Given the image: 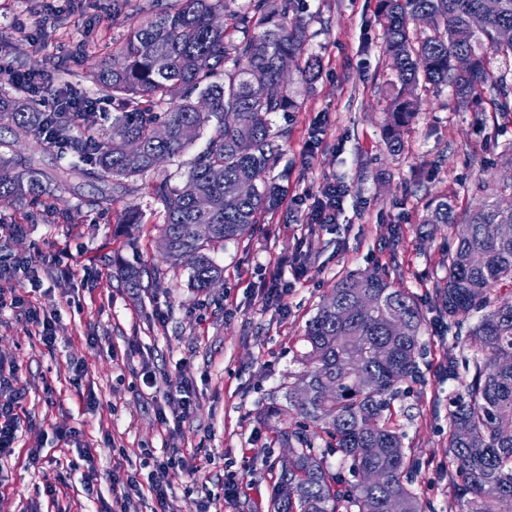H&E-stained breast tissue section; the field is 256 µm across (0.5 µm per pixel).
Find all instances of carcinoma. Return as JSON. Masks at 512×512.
Returning <instances> with one entry per match:
<instances>
[{
  "mask_svg": "<svg viewBox=\"0 0 512 512\" xmlns=\"http://www.w3.org/2000/svg\"><path fill=\"white\" fill-rule=\"evenodd\" d=\"M234 2L175 0L159 16L129 25L112 46V64L94 75L99 90L118 102L108 137L89 125V112H38L20 90H0V126L36 135L43 153L73 156L59 169L57 184L88 177L112 183V193L121 196L130 180L155 168V159L179 156L215 125L183 185L148 184L163 208L161 250L174 265L194 253L189 281L202 291L223 274L211 247L251 234L257 213L276 201L275 188L265 183L278 153L271 116L292 109L281 62L301 56L306 45L305 24L289 22L293 0H247L236 10ZM483 2L382 0L385 50L399 83L388 112L390 152L404 149L400 131L417 111L421 85L451 87L463 110L487 95L495 111L512 112V43L498 38L500 28H512V0H495L485 26L474 31L469 19ZM420 17L429 26L418 36L409 25ZM490 50L502 60L498 76L490 71ZM461 54L472 60L466 72L456 67ZM200 98L208 101L205 111L197 107ZM80 124L84 134L71 137ZM160 126L168 131L164 140L156 138ZM504 156L509 172L480 184L476 202L459 211L448 198L435 199L423 219L456 228L457 245L443 257L448 276L436 288L440 311L450 322L481 313L469 330L478 345L473 374L448 414L460 512H512V300L491 298L492 287L512 284V237L500 234V225L512 224V212L497 205L512 194L511 145ZM16 167L15 156L0 153V197L46 190L37 169L9 174ZM195 224L208 225V233L195 236ZM119 272L132 289L142 287L146 274L160 278L159 270L138 262H123ZM362 291L375 300L365 315L357 310ZM392 320L402 322L403 334L390 331ZM426 327L418 298L393 287L387 275L360 272L336 282L306 325L303 368L288 382L286 404L267 408L271 416H294L278 438L296 449L294 469L280 473L273 487L270 512H385L392 495L403 512H422L391 407L399 386L420 378L419 337ZM320 433L323 448L315 447ZM331 453L341 456L334 470L326 464ZM347 470L354 477L376 470L381 480L354 483Z\"/></svg>",
  "mask_w": 512,
  "mask_h": 512,
  "instance_id": "cac0c4a2",
  "label": "carcinoma"
}]
</instances>
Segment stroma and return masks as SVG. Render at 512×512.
Listing matches in <instances>:
<instances>
[{
    "label": "stroma",
    "mask_w": 512,
    "mask_h": 512,
    "mask_svg": "<svg viewBox=\"0 0 512 512\" xmlns=\"http://www.w3.org/2000/svg\"><path fill=\"white\" fill-rule=\"evenodd\" d=\"M174 0H0V88L8 70L48 81L58 93L97 99L93 121L109 132L118 107L99 93L93 73L111 63L112 45L130 22L154 16ZM308 26L301 60L288 66L293 110L272 118L279 151L266 179L279 189L275 208L260 214L254 232L216 245L221 281L205 292L189 284V266H172L158 241L161 204L144 183L181 184L186 164L202 150V134L178 158L162 162L112 199L111 187L88 179L52 189L41 202L0 198V289H15L20 305L0 308V365L15 368L27 392L20 413L18 448L0 460V512H112L109 474L147 483V456L196 452L195 478L175 476L166 512H267L286 457L276 432L288 416L270 417L284 403L289 376L302 369L305 326L339 278L384 272L394 287L421 302L428 327L421 338V380L402 384L395 423L415 464L414 489L424 512H460L448 460V409L468 380L467 370L448 381L447 357L471 360L466 342L478 313L449 324L438 312L437 282L443 252L455 231L433 228L427 204L445 197L458 207L473 203L477 184L498 178L500 156L512 145V113L489 103L460 111L450 87L429 88L403 133L405 149L392 154L385 140V111L396 82L385 52L381 0H299ZM313 75H305L306 60ZM0 140L31 159L50 181L64 159L33 152L31 135L12 127ZM317 150H309V142ZM348 195L335 223L310 229L305 206L332 183ZM143 214L131 251L118 222L126 206ZM139 256L161 269L158 283L132 294L115 274L118 261ZM69 268L62 276L61 268ZM277 274L292 285L286 307L265 302L260 276ZM55 320L57 341L46 347L28 318L29 302ZM84 364L76 374L75 364ZM152 375L157 393L143 383ZM191 383L193 412L178 426L165 424L167 394ZM97 403L90 406L86 395ZM69 433L59 439V430ZM58 457L32 466L30 449ZM92 449L96 497L75 489ZM236 472L239 494L224 500V475ZM57 486L49 496L48 486Z\"/></svg>",
    "instance_id": "stroma-1"
}]
</instances>
